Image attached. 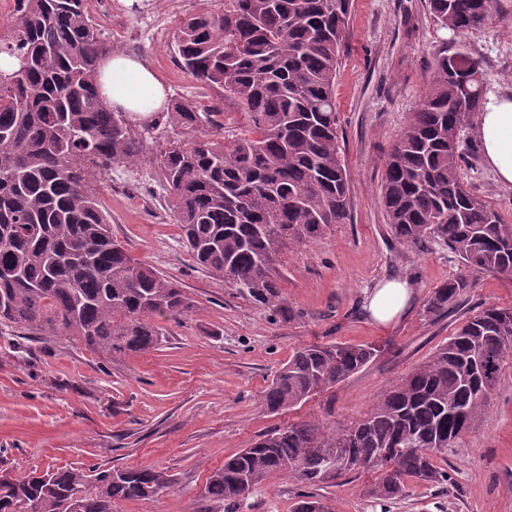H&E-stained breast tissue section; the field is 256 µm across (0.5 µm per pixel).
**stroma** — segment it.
<instances>
[{
    "label": "stroma",
    "instance_id": "obj_1",
    "mask_svg": "<svg viewBox=\"0 0 512 512\" xmlns=\"http://www.w3.org/2000/svg\"><path fill=\"white\" fill-rule=\"evenodd\" d=\"M224 0H99L93 16L112 49L145 60L169 101L207 105L212 92L174 57L181 20ZM465 46L483 65L487 96L512 94V0H494L488 25L459 37L430 18L426 0H351L336 76L338 141L351 216L302 250L282 251L274 266L293 316L283 320L201 269L183 246L151 155L116 164L95 184L112 235L135 261L177 280L192 308L162 319L161 342L108 358L71 338L22 342L0 327V469L155 465L174 478L154 502L125 501L119 512H188L207 478L249 443L303 421L346 425L378 393L425 362L475 310L512 306V278L475 276L447 315L425 313L433 288L463 266L436 242L398 244L381 200L384 159L417 107L441 43ZM459 176L512 225V187L485 163L473 128L462 136ZM391 279L409 280L413 298L389 326L365 314L366 296ZM375 345L381 353L345 381L277 414L261 392L292 353L310 344ZM438 463L444 488L409 485L381 505L367 489L380 470L360 469L318 490L333 512H512V357L481 427ZM301 487L276 474L245 500L242 512H292Z\"/></svg>",
    "mask_w": 512,
    "mask_h": 512
}]
</instances>
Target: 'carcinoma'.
Returning <instances> with one entry per match:
<instances>
[{
	"instance_id": "cac0c4a2",
	"label": "carcinoma",
	"mask_w": 512,
	"mask_h": 512,
	"mask_svg": "<svg viewBox=\"0 0 512 512\" xmlns=\"http://www.w3.org/2000/svg\"><path fill=\"white\" fill-rule=\"evenodd\" d=\"M13 35L0 54L19 67L0 72V325L44 340L74 336L112 357L146 352L163 333L156 318L192 308L178 283L112 238L94 182L115 163L135 164L149 143L169 210L196 263L236 294L291 315L273 265L350 216L338 144L336 71L351 0H224L186 16L175 36L179 67L214 91L200 108L174 102L161 122L136 127L99 95L112 40L89 0H17ZM493 0H427L433 21L459 36L484 27ZM249 117L224 135V102ZM486 103L481 61L443 45L425 95L387 155L382 204L394 239L434 240L474 274L512 277V225L458 177L461 135ZM472 287L463 276L425 305L447 313ZM372 345L296 350L260 396L277 413L338 384L373 361ZM512 353V307L488 306L392 387L359 420L330 427L301 422L251 443L208 477L190 512H238L273 474L308 491L295 512H328L312 490L360 468L384 470L368 489L379 503L408 484L443 487L437 454L485 420ZM339 471L325 474L328 459ZM154 465L32 470L0 481V512H118L173 490Z\"/></svg>"
}]
</instances>
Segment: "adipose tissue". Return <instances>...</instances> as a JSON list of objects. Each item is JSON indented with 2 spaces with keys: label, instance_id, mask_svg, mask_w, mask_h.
I'll list each match as a JSON object with an SVG mask.
<instances>
[{
  "label": "adipose tissue",
  "instance_id": "ef3b65f1",
  "mask_svg": "<svg viewBox=\"0 0 512 512\" xmlns=\"http://www.w3.org/2000/svg\"><path fill=\"white\" fill-rule=\"evenodd\" d=\"M100 93L137 126L167 109L166 89L154 70L122 53L112 54L102 66ZM474 127L485 162L498 181L512 185V97L490 98ZM411 298L407 282L389 280L372 291L364 309L372 322L389 325L404 315Z\"/></svg>",
  "mask_w": 512,
  "mask_h": 512
}]
</instances>
